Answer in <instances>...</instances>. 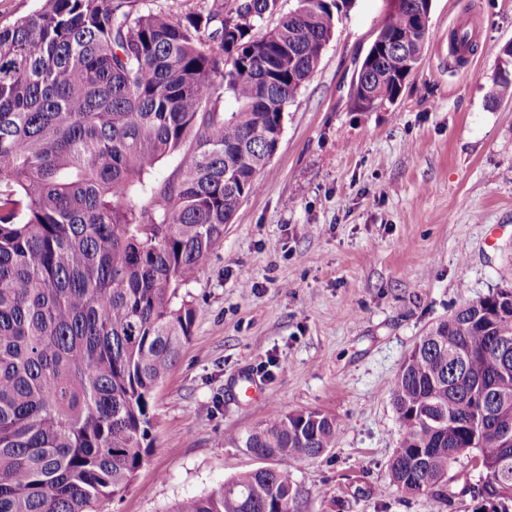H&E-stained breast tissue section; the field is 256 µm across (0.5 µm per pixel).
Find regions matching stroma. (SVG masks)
I'll return each mask as SVG.
<instances>
[{"instance_id":"stroma-1","label":"stroma","mask_w":512,"mask_h":512,"mask_svg":"<svg viewBox=\"0 0 512 512\" xmlns=\"http://www.w3.org/2000/svg\"><path fill=\"white\" fill-rule=\"evenodd\" d=\"M391 8L355 0L284 114L259 190L182 293L192 336L155 392L152 446L105 512H170L259 467L230 444L317 410L332 448L289 461L299 512H473L451 464L446 500L392 482L400 439L390 382L431 325L512 278V99L492 102L512 0H432L418 68L399 98L358 108L354 72ZM474 31L457 64L448 38ZM260 384L238 394L244 374Z\"/></svg>"}]
</instances>
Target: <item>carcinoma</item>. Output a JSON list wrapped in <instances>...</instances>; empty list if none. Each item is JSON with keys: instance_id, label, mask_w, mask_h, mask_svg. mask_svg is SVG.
<instances>
[{"instance_id": "obj_1", "label": "carcinoma", "mask_w": 512, "mask_h": 512, "mask_svg": "<svg viewBox=\"0 0 512 512\" xmlns=\"http://www.w3.org/2000/svg\"><path fill=\"white\" fill-rule=\"evenodd\" d=\"M401 0L364 85L395 102L396 56L428 28ZM211 0L185 12L138 0H42L0 25V512H103L144 463L156 389L192 336L180 294L257 192L283 114L317 68L339 0ZM237 103L224 111V96ZM512 96L505 69L493 99ZM175 168L157 179L167 156ZM512 285L422 336L391 383L405 493L443 497L472 453L478 512H512ZM336 419L286 413L231 439L259 467L169 512H293L288 459L332 447Z\"/></svg>"}]
</instances>
